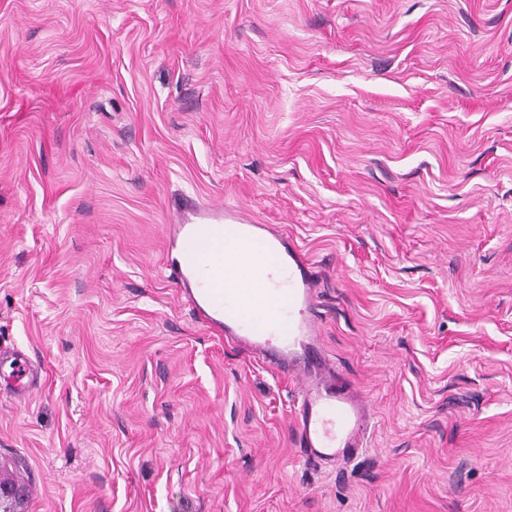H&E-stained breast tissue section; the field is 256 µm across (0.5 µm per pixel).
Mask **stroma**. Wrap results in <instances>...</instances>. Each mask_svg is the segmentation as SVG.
Returning <instances> with one entry per match:
<instances>
[{"label": "stroma", "mask_w": 512, "mask_h": 512, "mask_svg": "<svg viewBox=\"0 0 512 512\" xmlns=\"http://www.w3.org/2000/svg\"><path fill=\"white\" fill-rule=\"evenodd\" d=\"M189 199L315 263L358 455L181 297ZM2 348L27 512H512V0H0ZM8 363L7 375L4 366ZM0 374L1 378L12 383L14 393L18 397H25L34 387L37 380V372L31 360L19 351H0Z\"/></svg>", "instance_id": "1"}]
</instances>
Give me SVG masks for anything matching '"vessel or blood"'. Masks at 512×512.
<instances>
[{
    "instance_id": "1",
    "label": "vessel or blood",
    "mask_w": 512,
    "mask_h": 512,
    "mask_svg": "<svg viewBox=\"0 0 512 512\" xmlns=\"http://www.w3.org/2000/svg\"><path fill=\"white\" fill-rule=\"evenodd\" d=\"M168 234L180 254L175 282L188 293L193 310L226 340L277 370L301 377L293 405L300 456L321 464L362 451L368 407L328 366L317 343L319 273L294 240L258 223L243 209L213 205H185L172 216ZM241 242L261 244L272 260L264 290L275 301L272 316L248 313L223 268L207 267L211 255ZM1 368L17 396H26L34 387L37 372L25 354L0 353Z\"/></svg>"
}]
</instances>
